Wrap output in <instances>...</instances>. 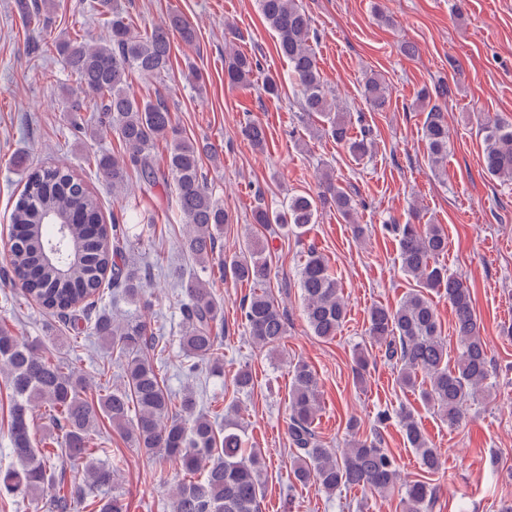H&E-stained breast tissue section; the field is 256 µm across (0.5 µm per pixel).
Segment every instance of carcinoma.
Returning <instances> with one entry per match:
<instances>
[{"mask_svg":"<svg viewBox=\"0 0 512 512\" xmlns=\"http://www.w3.org/2000/svg\"><path fill=\"white\" fill-rule=\"evenodd\" d=\"M258 5L276 36L277 51L288 61L302 112L323 119L319 133L345 146L355 158L372 154L375 142L366 132L351 133L344 109L321 76L310 45L311 20L299 0H258ZM16 7L27 23L38 25L55 3L16 0ZM93 9L102 16L104 42L91 46L76 37H64L55 47L81 91L96 99L100 122L126 146L122 156L100 155L96 166L114 193L125 188L131 169L146 187L172 182L177 210L187 225L182 248L200 266V273L181 283L180 369L193 377L199 361L207 360L211 373L222 375L223 363L215 351L227 328L224 307L212 288L213 264L219 265L223 277L254 285L240 309L241 326L254 345L278 348L287 335L288 318L267 289L270 267L259 239L231 256L218 250L228 215L208 188L201 167L202 157L217 158V149L209 142L183 137L164 99L139 98L128 88L133 72L145 77L164 73L173 36L191 45L195 30L183 16L173 14L161 25L136 31L126 17L124 0H97ZM260 66L255 55L233 49L224 53V78L230 84L249 83ZM448 94V84L440 81L421 90L417 98L427 112L423 136L431 171L437 177L446 174L448 163ZM364 96L379 110L387 103L388 88L372 74L365 79ZM482 131L484 170L511 183L512 124L489 118ZM242 135L256 149L266 145V130L258 122L246 124ZM161 141L168 152L163 170L154 159ZM327 207L346 219L355 210L352 192L328 176L322 178L315 196L296 194L274 209L258 203L251 221L266 231L278 227L301 234ZM10 220L9 269L21 283L23 300L68 320L76 308H82L89 333L122 364L124 381L90 401L85 397L90 386L86 378L67 362L48 355L42 345L23 342L0 325V368L6 371L12 390L9 439L19 461V467L0 472V492L44 499L47 512H72L78 507L124 512L118 495L91 497L92 490L114 483L112 466L95 458L100 452L94 447V440L101 437L99 421L106 419L134 447L154 456L159 475H164L169 463L179 465L187 475L171 496V512H261L265 491L261 450L244 447L238 423L228 421L221 430L200 413L193 389L172 395L154 362L164 347L150 323L141 317L120 322L98 307L106 288L132 303L144 297L146 275L127 267L124 259L130 238L126 216H114L112 223H104L98 201L84 181L69 167L57 166L28 172ZM391 230L398 237L402 271L417 288L407 292L395 308H371L368 335L384 349L385 359L399 366L400 384L420 389L422 399L436 407L440 420L453 427L491 376L481 321L466 282L438 263L439 256L448 251V237L441 225L393 224ZM299 285L312 334L322 339L335 337L346 318L347 303L328 262L313 248L302 264ZM435 288L443 290L454 313L459 340L454 357L441 336L437 311L424 294ZM291 376L288 436L294 481H313L328 495L345 487L377 493L394 490L398 484L395 456L382 447L380 433L374 432L369 440L358 439L340 453L324 447L314 426L316 375L307 363L298 362ZM40 410L56 430L53 448L35 447L32 422ZM399 417L407 444L424 471H438L441 458L414 415L403 410ZM438 500L437 485L424 480L407 484L401 494L403 512H433Z\"/></svg>","mask_w":512,"mask_h":512,"instance_id":"cac0c4a2","label":"carcinoma"}]
</instances>
